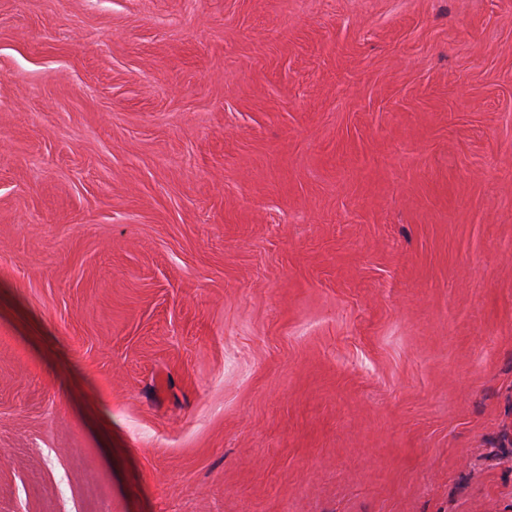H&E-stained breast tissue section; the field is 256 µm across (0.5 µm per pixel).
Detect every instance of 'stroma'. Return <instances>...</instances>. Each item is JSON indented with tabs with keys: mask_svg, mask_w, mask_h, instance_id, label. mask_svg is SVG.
Here are the masks:
<instances>
[{
	"mask_svg": "<svg viewBox=\"0 0 512 512\" xmlns=\"http://www.w3.org/2000/svg\"><path fill=\"white\" fill-rule=\"evenodd\" d=\"M0 512H512V0H0Z\"/></svg>",
	"mask_w": 512,
	"mask_h": 512,
	"instance_id": "obj_1",
	"label": "stroma"
}]
</instances>
